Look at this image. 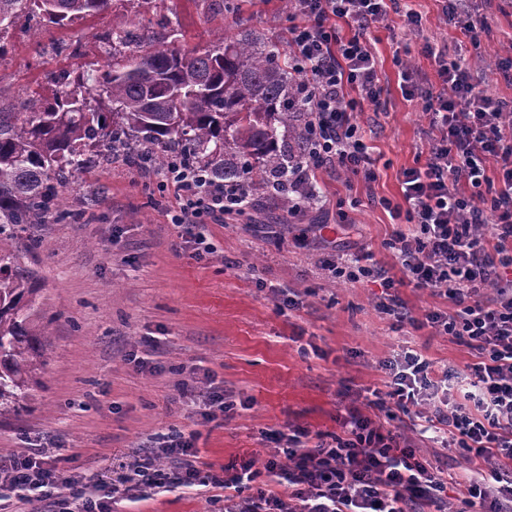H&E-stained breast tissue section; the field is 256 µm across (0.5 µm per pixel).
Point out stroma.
Masks as SVG:
<instances>
[{
	"mask_svg": "<svg viewBox=\"0 0 512 512\" xmlns=\"http://www.w3.org/2000/svg\"><path fill=\"white\" fill-rule=\"evenodd\" d=\"M411 6L426 35L447 45L449 59L512 50V0H477L488 29L476 48L462 45L439 0H412ZM174 13L182 21L177 39L201 46L221 32L284 37L290 17L281 0H224L220 7L212 0H111L104 12L62 28L24 14L0 58V95L50 89L63 74L107 64L108 56L97 51L99 33L136 25L161 34ZM389 22L390 29L374 33L385 105L356 118L376 180L359 177L348 185L335 171L320 169L321 203L288 216L277 200L257 198L248 217L208 225L215 250L198 258L176 248L167 217L173 195L152 169L119 157L72 178L64 192L66 219L31 230L39 246L28 263L56 320L29 410L0 419V460L35 444L52 446L60 469L91 476L92 489L102 494L137 449L175 431H194L201 470L217 473L245 456L272 453V435L286 425L314 434L338 431L346 406L381 387V363L401 347L422 349L436 369L469 373L470 349L438 335L424 318L428 310L448 308L446 296L399 286L414 322L395 330L378 311L380 288L335 280L325 269L339 257L367 253L391 275L400 273L383 203L400 202L402 174L426 160L428 145L423 105L407 102L399 87L398 54L412 55L417 82L434 90L440 82L434 60L420 55L402 17L390 14ZM286 289L298 294V309H279ZM146 337L157 341L162 374L142 372L129 359ZM199 368L222 382L233 401L226 417L200 423L190 407L175 402L176 384ZM401 431L418 457L452 475L448 501L458 504L469 455L439 447L410 423ZM112 512H224V505L177 489L138 502L117 495Z\"/></svg>",
	"mask_w": 512,
	"mask_h": 512,
	"instance_id": "1",
	"label": "stroma"
}]
</instances>
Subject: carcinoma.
<instances>
[{"mask_svg": "<svg viewBox=\"0 0 512 512\" xmlns=\"http://www.w3.org/2000/svg\"><path fill=\"white\" fill-rule=\"evenodd\" d=\"M109 0H0L5 35L23 13L64 27ZM122 62L60 76L51 93L0 97V416L26 410L29 385L47 365L54 317L41 315L39 279L23 261L19 232L61 217L69 176L120 155L145 166L173 160L228 184L280 199L291 212V177L303 166L308 117L282 43L218 35L209 46L145 44L137 29L102 32Z\"/></svg>", "mask_w": 512, "mask_h": 512, "instance_id": "obj_1", "label": "carcinoma"}]
</instances>
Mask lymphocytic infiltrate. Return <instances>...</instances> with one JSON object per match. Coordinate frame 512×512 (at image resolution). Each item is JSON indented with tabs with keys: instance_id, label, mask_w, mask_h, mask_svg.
Returning a JSON list of instances; mask_svg holds the SVG:
<instances>
[{
	"instance_id": "1",
	"label": "lymphocytic infiltrate",
	"mask_w": 512,
	"mask_h": 512,
	"mask_svg": "<svg viewBox=\"0 0 512 512\" xmlns=\"http://www.w3.org/2000/svg\"><path fill=\"white\" fill-rule=\"evenodd\" d=\"M399 2L290 0L288 42L311 123L304 173L293 186L297 209L316 199L311 176L318 169L332 167L351 180L377 178L356 114L382 105V74L368 33ZM402 17L404 29L421 42V55L434 59L441 84L436 93L418 84L408 64L399 73L403 97L423 101L430 130L426 162L404 170L403 202L390 209V245L402 277L394 279L368 254L329 271L348 283L378 284L381 314L399 323L408 319L399 283L443 294L449 309L428 311L425 320L474 350L476 363L463 377L440 373L421 351L403 347L383 364L386 390L373 401L381 419L350 404L339 431L314 435L287 427L277 435L280 453L242 458L220 477L201 473L194 435L175 434L119 475V486L144 499L160 489L204 495L218 488L226 492L224 512H449L447 481L390 427L429 406L432 414L421 417L416 431L443 433V447L466 449L476 461L456 512H512V101L488 95L465 61H449L447 51L425 37L417 11L404 8ZM159 177L175 199L174 226L199 255L212 250L208 224L223 223L226 213L247 203L241 188L194 169H163ZM490 288L496 297L488 301ZM176 391L203 421L227 409L224 386L209 372H192ZM160 459L169 468L157 467ZM262 475L280 492L245 495ZM75 482L45 448L0 462V489L17 493L19 502L46 503L47 512H111L103 499L68 495Z\"/></svg>"
}]
</instances>
